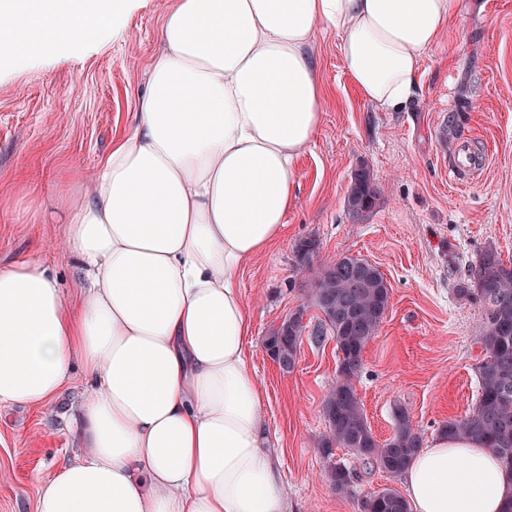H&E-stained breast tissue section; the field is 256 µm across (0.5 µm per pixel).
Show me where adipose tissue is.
Instances as JSON below:
<instances>
[{
  "mask_svg": "<svg viewBox=\"0 0 512 512\" xmlns=\"http://www.w3.org/2000/svg\"><path fill=\"white\" fill-rule=\"evenodd\" d=\"M137 0H0V67L79 55ZM462 0H177L130 133L54 210L86 276L67 303L31 257L0 267V404H45L82 368L84 456L36 512H288L264 446L239 274L283 232L295 162L323 119L318 35L361 97L394 111ZM413 512H501L512 476L439 436L403 473Z\"/></svg>",
  "mask_w": 512,
  "mask_h": 512,
  "instance_id": "adipose-tissue-1",
  "label": "adipose tissue"
}]
</instances>
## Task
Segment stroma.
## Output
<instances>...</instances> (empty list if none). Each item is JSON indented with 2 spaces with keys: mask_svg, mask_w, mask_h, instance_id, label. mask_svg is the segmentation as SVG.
I'll use <instances>...</instances> for the list:
<instances>
[{
  "mask_svg": "<svg viewBox=\"0 0 512 512\" xmlns=\"http://www.w3.org/2000/svg\"><path fill=\"white\" fill-rule=\"evenodd\" d=\"M175 3L141 0L98 47L0 70V196L14 194L21 210L65 185L72 169L91 178L133 126L149 61L163 49L160 25ZM312 56L326 86L322 124L297 161L283 235L243 267L238 284L251 314L249 366L289 512H359L360 497L403 482L343 448L335 454L357 474L353 493L333 490L326 477L318 442L337 377L335 340L303 342L288 372L263 341L297 308L306 323L319 320L304 288L308 273L295 262L296 244L311 237L320 261L365 258L390 285L389 309L353 380L377 439L393 435L399 408L428 444L444 422L473 409L485 317L478 301L458 299L454 289L485 250L512 262V0H463L398 112L361 98L344 71L339 35L321 34ZM362 165L378 204L355 222L344 201ZM62 234L59 224L0 218V266L41 257L74 302L79 271L55 250ZM83 390L77 372L45 406L0 404V512H36L40 481L81 455L68 417Z\"/></svg>",
  "mask_w": 512,
  "mask_h": 512,
  "instance_id": "1",
  "label": "stroma"
}]
</instances>
